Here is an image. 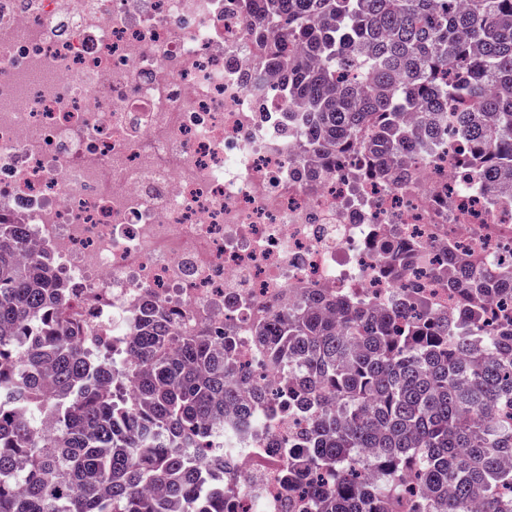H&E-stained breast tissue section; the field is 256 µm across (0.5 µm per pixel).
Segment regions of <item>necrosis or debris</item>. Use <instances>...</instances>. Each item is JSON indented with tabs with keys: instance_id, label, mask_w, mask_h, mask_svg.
<instances>
[{
	"instance_id": "1",
	"label": "necrosis or debris",
	"mask_w": 512,
	"mask_h": 512,
	"mask_svg": "<svg viewBox=\"0 0 512 512\" xmlns=\"http://www.w3.org/2000/svg\"><path fill=\"white\" fill-rule=\"evenodd\" d=\"M257 77L237 0H0V219L25 227L111 342L145 306L222 334L254 360L249 318L303 288L390 306L409 289L456 310L448 281L387 253L449 243L512 268V209L491 204L460 143L405 191L363 167L300 163L304 129ZM293 418L212 441L197 481L245 477L238 512H282Z\"/></svg>"
}]
</instances>
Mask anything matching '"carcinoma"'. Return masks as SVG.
Instances as JSON below:
<instances>
[{
	"mask_svg": "<svg viewBox=\"0 0 512 512\" xmlns=\"http://www.w3.org/2000/svg\"><path fill=\"white\" fill-rule=\"evenodd\" d=\"M258 66L287 77L288 111L328 148L394 186L419 164L405 121L446 137L494 198L512 199V0H239ZM24 225L0 222V512H191L195 464L245 392L252 428L301 418L276 448L300 512H512V321L486 331L512 272L448 254L452 317L411 293L375 313L350 293L303 289L250 323L259 365L236 361L232 330L175 334L153 307L123 370L84 351L76 289L47 252L18 260ZM58 421L40 437L41 419Z\"/></svg>",
	"mask_w": 512,
	"mask_h": 512,
	"instance_id": "1",
	"label": "carcinoma"
}]
</instances>
